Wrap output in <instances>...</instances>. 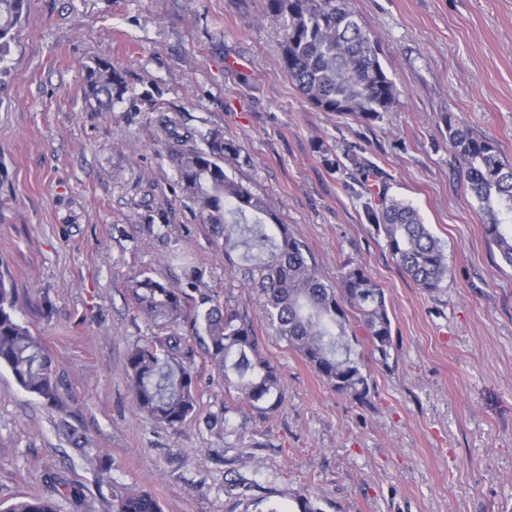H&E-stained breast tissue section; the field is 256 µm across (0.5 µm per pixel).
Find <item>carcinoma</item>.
<instances>
[{
    "label": "carcinoma",
    "mask_w": 512,
    "mask_h": 512,
    "mask_svg": "<svg viewBox=\"0 0 512 512\" xmlns=\"http://www.w3.org/2000/svg\"><path fill=\"white\" fill-rule=\"evenodd\" d=\"M267 12L283 31L280 63L305 100L323 112L352 115L369 124L390 111L396 88L384 70L377 39L361 26L349 0H265ZM27 0H0V87L6 83L5 58ZM122 72L98 60L86 70L85 98L100 111L123 101ZM448 138L461 176L478 202L486 237L502 260L512 266V167L497 142L476 137L470 129L446 119ZM168 153L180 189L202 223L222 241L224 262L244 287L263 302L274 335L297 351L336 393L360 405L368 402L369 374L352 347L348 309L359 315L372 352L382 363L393 349L392 326L384 292L363 265L344 267L340 286L326 283L306 245L280 221L271 201L227 175L224 160L240 146L218 134L166 128ZM365 216L399 268L424 289L435 290L448 278V258L423 224L417 209L387 192L378 194ZM139 300L173 332L134 348L127 369L136 408L175 427L196 407L198 380L183 361V337L176 327L187 323L202 339L211 364L224 376L238 405L259 409L281 393V374L264 357L257 333L241 315L205 293L192 307L183 289L146 279ZM18 385L51 410L61 408L53 358L38 337L16 316V293L0 279V367ZM115 512H162L156 498L124 488L113 493ZM0 512H56L48 497H24Z\"/></svg>",
    "instance_id": "obj_1"
}]
</instances>
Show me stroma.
<instances>
[{"instance_id": "obj_1", "label": "stroma", "mask_w": 512, "mask_h": 512, "mask_svg": "<svg viewBox=\"0 0 512 512\" xmlns=\"http://www.w3.org/2000/svg\"><path fill=\"white\" fill-rule=\"evenodd\" d=\"M396 85L369 124L312 107L282 70L264 0H28L0 92V279L54 359L63 409L50 412L0 367V502L47 496L57 512H112L145 490L163 512H512V267L459 179L447 120L494 139L512 163V0H352ZM106 60L124 100L97 112L86 67ZM238 143L225 171L269 198L319 273L344 263L383 289L394 349L369 402L337 394L273 336L258 296L224 266L188 208L165 149L171 125ZM371 170L362 177L349 159ZM412 204L450 273L419 288L368 224L379 189ZM165 223L149 233L146 220ZM203 288L251 320L280 369L274 408L237 407L201 341L180 326L199 379L194 414L170 427L135 409L127 357L160 321L136 286ZM112 469L99 476L70 432Z\"/></svg>"}]
</instances>
